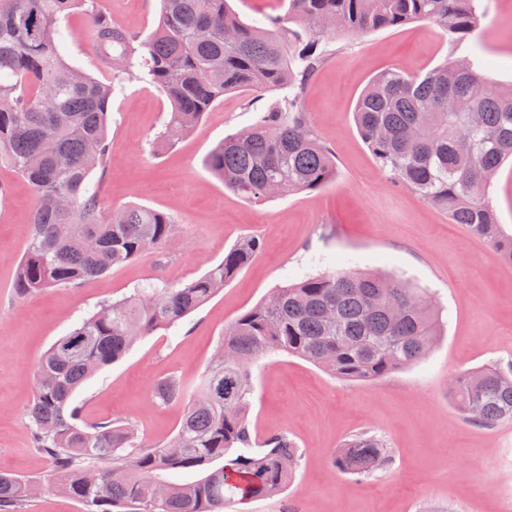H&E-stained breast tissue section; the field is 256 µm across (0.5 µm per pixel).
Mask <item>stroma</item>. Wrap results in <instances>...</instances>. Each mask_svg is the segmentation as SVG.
Listing matches in <instances>:
<instances>
[{
  "mask_svg": "<svg viewBox=\"0 0 512 512\" xmlns=\"http://www.w3.org/2000/svg\"><path fill=\"white\" fill-rule=\"evenodd\" d=\"M121 27L150 32L159 0H97ZM72 36L64 55L102 82L87 17L60 21ZM328 55L309 80L302 108L336 154L326 186L261 203L245 201L203 166L224 136L253 124L272 92L230 93L175 146L153 142L171 102L157 88L128 82L112 98L109 158L94 170L103 212L135 203L169 214L167 243L78 288H49L25 298L13 279L31 234L35 194L0 163V471L47 479L51 463L34 448L28 410L38 359L60 336L106 302L154 283L176 285L221 262L244 236L261 250L213 299L176 327L137 341L74 396L84 422L131 420L145 443L171 438L184 404L160 403L153 389L175 377L193 387L225 326L273 289L327 270L346 258L358 268L400 276L425 288L444 326L423 362L375 382L335 378L310 363L271 353L250 367L248 415L254 437L284 434L300 455L279 493L238 501L225 512H512V421L470 423L452 402L453 375L484 365L512 367V263L446 212L396 187L376 167L353 112L374 76L388 68L426 72L447 58L483 60L494 86L512 91V0H488L480 35L450 42L417 21L360 38L326 34ZM368 431L391 460L368 478L339 472L334 454Z\"/></svg>",
  "mask_w": 512,
  "mask_h": 512,
  "instance_id": "stroma-1",
  "label": "stroma"
}]
</instances>
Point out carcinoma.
<instances>
[{
    "mask_svg": "<svg viewBox=\"0 0 512 512\" xmlns=\"http://www.w3.org/2000/svg\"><path fill=\"white\" fill-rule=\"evenodd\" d=\"M82 9L96 46L117 62L104 83L67 62L61 16ZM484 0H288L264 25L242 21L229 0H160L154 30L112 23L94 0H0V159L32 186V231L15 276L24 298L75 288L149 249L163 246L173 221L130 205L105 214L90 175L105 167L108 105L126 81L163 92L172 110L157 136L172 146L229 92L280 97L250 126L224 137L205 158L224 188L249 202L314 191L336 177V155L309 123L301 99L327 53L329 30L364 36L429 20L451 41L477 37ZM448 59L415 74H377L354 121L376 166L396 186L446 211L454 224L512 262L488 188L512 158V95L467 60ZM258 239H239L224 259L187 283L141 288L104 304L58 338L36 367L28 411L34 447L52 462L50 485L86 512H224L242 500L279 492L299 462L283 434L252 439L249 367L283 352L348 381L372 382L423 360L438 336L431 298L408 281L347 268L344 261L276 289L224 328L219 350L194 388L169 378L154 387L163 403L186 401L176 434L148 446L129 420L88 425L72 405L76 390L141 338L168 329L208 303L249 264ZM454 402L484 427L512 419V371L486 366L455 375ZM382 440L352 436L332 458L337 470L366 478L389 463ZM198 473L186 483L170 475ZM36 481L0 473V512H23Z\"/></svg>",
    "mask_w": 512,
    "mask_h": 512,
    "instance_id": "cac0c4a2",
    "label": "carcinoma"
}]
</instances>
